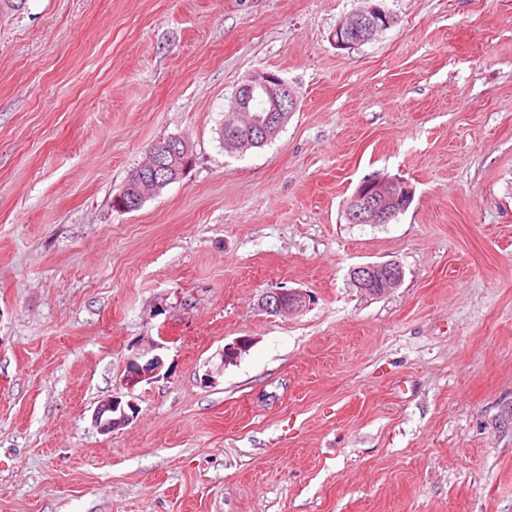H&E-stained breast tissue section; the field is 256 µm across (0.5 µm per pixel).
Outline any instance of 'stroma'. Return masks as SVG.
<instances>
[{
    "label": "stroma",
    "instance_id": "1",
    "mask_svg": "<svg viewBox=\"0 0 512 512\" xmlns=\"http://www.w3.org/2000/svg\"><path fill=\"white\" fill-rule=\"evenodd\" d=\"M382 4L393 24L343 49L362 0L0 17V512H512V0ZM257 70L297 110L224 150ZM169 137L192 165L115 211ZM371 175L413 202L349 223ZM387 261L398 288L353 286ZM282 287L314 301L262 312ZM126 395L136 416L101 433ZM350 278L360 290L383 295L402 282L403 270L396 262L369 263L352 268ZM162 359L155 355L144 361L131 359L127 365L126 373L122 379V386L129 392L133 391L136 385L143 381L153 379L162 369ZM126 407L131 414L125 410L120 397L113 396L112 399L106 401L95 411L93 422L101 432L110 433L114 429L128 424L133 419L136 412L134 401H127Z\"/></svg>",
    "mask_w": 512,
    "mask_h": 512
}]
</instances>
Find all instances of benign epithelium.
I'll return each mask as SVG.
<instances>
[{"label": "benign epithelium", "instance_id": "benign-epithelium-1", "mask_svg": "<svg viewBox=\"0 0 512 512\" xmlns=\"http://www.w3.org/2000/svg\"><path fill=\"white\" fill-rule=\"evenodd\" d=\"M367 6L346 16L333 32V40L340 47L362 43L386 29L391 14L381 5L365 0ZM297 100L288 84L272 71H258L248 76L236 89L225 121L224 144L231 151L244 150L274 138L284 127L286 112H294ZM239 112H253L252 129L242 133L236 122ZM413 201V191L398 180L379 176L363 179L353 193L347 207L348 220L353 224H387L405 212ZM350 278L362 291L376 295L388 293L403 280V270L395 262L369 263L356 266ZM306 306L305 294L296 289H275L266 292L260 309L272 315L292 314ZM162 359L155 355L144 361H129L122 386L133 391L136 385L153 379L162 369ZM136 412L134 401L122 402L120 397L102 404L93 415V422L103 433L129 423Z\"/></svg>", "mask_w": 512, "mask_h": 512}]
</instances>
